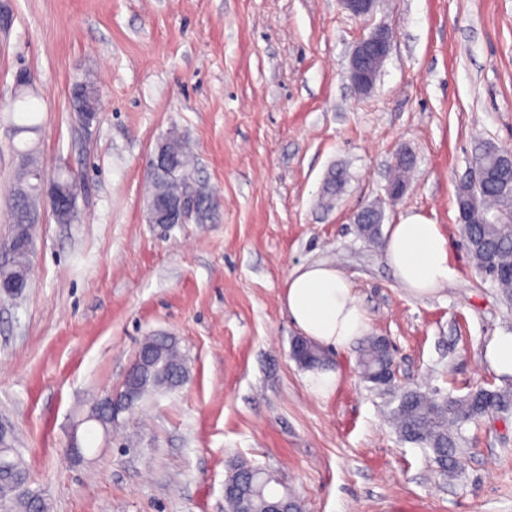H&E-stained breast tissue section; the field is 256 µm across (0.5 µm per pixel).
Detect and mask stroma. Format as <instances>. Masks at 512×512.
I'll return each instance as SVG.
<instances>
[{"mask_svg":"<svg viewBox=\"0 0 512 512\" xmlns=\"http://www.w3.org/2000/svg\"><path fill=\"white\" fill-rule=\"evenodd\" d=\"M0 31V243L11 233L16 147L79 187L73 223L43 208L32 282L0 299V421L51 512H224L232 461L274 470L304 512H512V413L459 426L449 472L391 418L400 395L512 390L486 343L512 332V302L473 264L456 190L483 143L512 148V0H380L371 22L339 0H8ZM394 32L372 92L348 77L369 24ZM31 72L38 132L12 135L5 108ZM95 82L97 123L78 124L76 81ZM192 147L204 222L152 224L145 187L157 141ZM410 151L406 196L385 193ZM348 182L321 204L331 170ZM418 215L448 239V282L401 288L383 242L354 214ZM349 280L369 335L394 346L391 385L364 381L360 344L329 352L337 386L312 393L290 356L283 303L301 265ZM175 337L188 378L119 416L87 422L121 386L142 337ZM79 437L83 458L69 448ZM379 213L380 224H376L377 218L373 207L364 208L357 212L353 217V223L358 224V231L360 235L374 243L378 242L381 236V224L383 221V212L381 209H379Z\"/></svg>","mask_w":512,"mask_h":512,"instance_id":"1","label":"stroma"}]
</instances>
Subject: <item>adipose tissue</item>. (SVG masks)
<instances>
[{
  "label": "adipose tissue",
  "mask_w": 512,
  "mask_h": 512,
  "mask_svg": "<svg viewBox=\"0 0 512 512\" xmlns=\"http://www.w3.org/2000/svg\"><path fill=\"white\" fill-rule=\"evenodd\" d=\"M385 253L401 287L413 294L431 293L450 277L448 241L438 225L420 217L389 225ZM283 302L302 336L323 347L349 346L368 330L347 278L326 263L297 268L286 283Z\"/></svg>",
  "instance_id": "1"
}]
</instances>
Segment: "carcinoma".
I'll return each instance as SVG.
<instances>
[{
	"label": "carcinoma",
	"instance_id": "carcinoma-1",
	"mask_svg": "<svg viewBox=\"0 0 512 512\" xmlns=\"http://www.w3.org/2000/svg\"><path fill=\"white\" fill-rule=\"evenodd\" d=\"M71 108L74 112L99 110V97L94 84L88 80L77 82L72 87ZM11 111L18 114L19 132L34 128L32 110L25 97L13 99ZM166 150L176 160L182 172H189L190 154L184 142L177 136L165 139ZM178 190L177 182L159 174L151 179L149 198ZM37 197L12 198L11 224L22 223L25 210L35 208ZM477 203L487 213L503 206L512 205V196L491 184L477 191ZM464 237L471 259L480 272L491 276L494 284L506 296L512 297V224H468ZM142 348L157 355L155 373L142 378L132 372L129 381L134 383L137 399L146 395L172 389L183 383L187 367L178 343L171 336L152 335L145 338ZM303 354L298 364L303 368H315L324 358L325 351L318 345L302 343ZM392 352L377 338L368 341L359 360L362 377L376 382L391 364ZM512 408V393L508 391L477 388L463 397L436 398L418 390L405 392L394 412L400 436L413 443L428 447L436 462L445 467L459 465L458 448L450 427L486 415L493 411ZM15 472L0 478V512H48L49 505L44 492L31 487L27 465L20 454L11 458ZM279 480L269 471H263L245 461L230 465L225 481L229 495L224 498V512H266L270 501L281 499L290 504L294 512H302L298 498L288 489L277 488Z\"/></svg>",
	"mask_w": 512,
	"mask_h": 512
}]
</instances>
